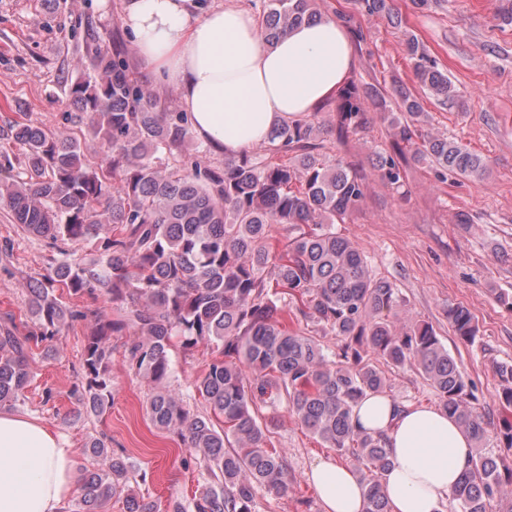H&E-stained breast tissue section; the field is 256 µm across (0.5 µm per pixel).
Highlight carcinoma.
Segmentation results:
<instances>
[{"mask_svg": "<svg viewBox=\"0 0 512 512\" xmlns=\"http://www.w3.org/2000/svg\"><path fill=\"white\" fill-rule=\"evenodd\" d=\"M261 26L270 45L310 20L322 18L315 0H264ZM358 12L399 24L393 0H356ZM92 74L71 84L72 123L79 139L24 122L7 136L23 150L24 176L0 182V203L14 223L47 238L62 258L52 275L30 284L29 308L38 329L27 330L9 314L0 323V407L25 401L34 350L57 339L62 328L87 321L83 369L75 388L78 410L104 414L111 403L112 337L131 332L125 356L150 387L147 412L153 424L173 431L198 455L208 482L194 512H257V495L279 496L290 475L281 451L269 447L270 424L259 410L284 401L303 429L349 459L363 485L365 512H391L382 479L391 451L382 434L355 427L353 412L370 394L389 388L386 369L413 367L433 389L438 409L470 436L471 462L450 496V512H512V467L488 448H512V420L494 421L432 324L404 315L393 283L375 278L359 245L340 235L364 196L365 178L341 159L318 152L329 133L312 119L279 125L264 151L285 153L273 163L255 152L224 160V167L182 164L192 138L187 115L175 112L147 85L133 79L125 49L96 40ZM419 91L399 86L403 114L426 112L458 96L448 75L420 40L405 33ZM384 108L376 87L352 81L336 94V129L342 135L367 123L366 104ZM393 152L375 154L372 173L403 187L409 161L429 164L474 183L488 169L480 155L446 137L426 136L413 150L415 130L391 119ZM105 150L88 163L89 143ZM288 237L277 249L271 227ZM108 226L101 258L82 264L65 246ZM120 302L113 317L55 295ZM293 315L336 336L329 355L320 340L285 319ZM454 334L474 341L478 329L468 308L446 310ZM186 350L206 346L216 356L194 382L211 414L194 413L168 389L173 340ZM499 403L512 408V363H499ZM223 418L218 427L213 418ZM109 459L108 469L81 474L69 512H103L123 498L125 512H160L139 491L135 471L108 438L90 443Z\"/></svg>", "mask_w": 512, "mask_h": 512, "instance_id": "carcinoma-1", "label": "carcinoma"}]
</instances>
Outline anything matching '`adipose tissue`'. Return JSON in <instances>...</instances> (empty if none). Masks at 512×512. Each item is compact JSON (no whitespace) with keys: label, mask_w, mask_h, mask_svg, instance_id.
<instances>
[{"label":"adipose tissue","mask_w":512,"mask_h":512,"mask_svg":"<svg viewBox=\"0 0 512 512\" xmlns=\"http://www.w3.org/2000/svg\"><path fill=\"white\" fill-rule=\"evenodd\" d=\"M121 23L158 91L175 90L192 133L226 158L268 144L275 127L335 94L354 58L348 31L330 19L299 25L275 45L250 12L197 0H124ZM353 423L383 434L393 465L383 481L392 512H443L472 455L444 412L364 398ZM75 453L47 427L0 413V512H63L74 493ZM310 479L325 512H363L355 469L323 460Z\"/></svg>","instance_id":"adipose-tissue-1"}]
</instances>
